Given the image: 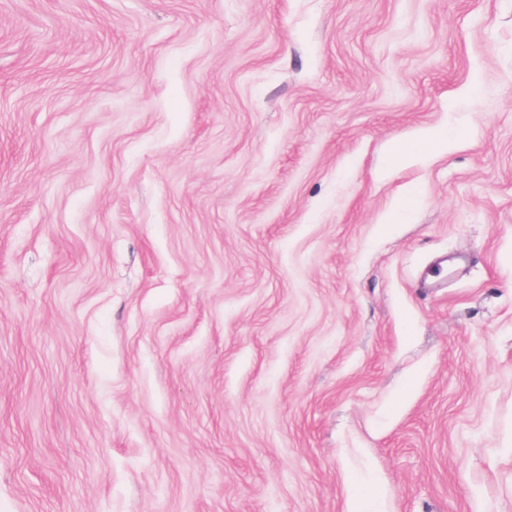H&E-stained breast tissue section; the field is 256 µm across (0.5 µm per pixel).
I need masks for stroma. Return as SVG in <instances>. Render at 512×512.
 <instances>
[{
	"label": "stroma",
	"mask_w": 512,
	"mask_h": 512,
	"mask_svg": "<svg viewBox=\"0 0 512 512\" xmlns=\"http://www.w3.org/2000/svg\"><path fill=\"white\" fill-rule=\"evenodd\" d=\"M356 498L512 512V0H0V512Z\"/></svg>",
	"instance_id": "stroma-1"
}]
</instances>
